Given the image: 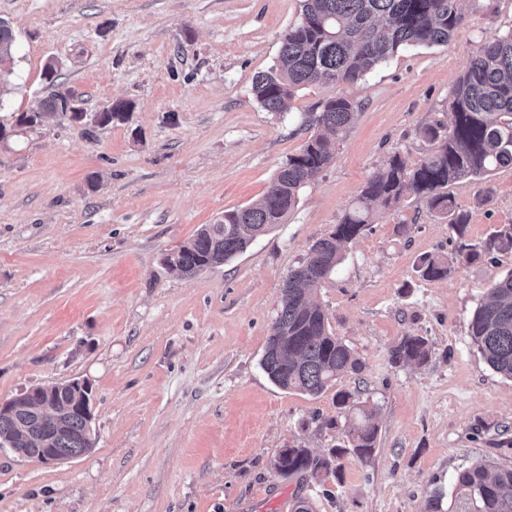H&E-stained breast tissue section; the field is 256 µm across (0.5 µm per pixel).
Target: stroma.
Returning a JSON list of instances; mask_svg holds the SVG:
<instances>
[{
    "label": "stroma",
    "instance_id": "obj_1",
    "mask_svg": "<svg viewBox=\"0 0 512 512\" xmlns=\"http://www.w3.org/2000/svg\"><path fill=\"white\" fill-rule=\"evenodd\" d=\"M463 8L448 44L409 48L352 85L306 86L279 116L256 103L252 79L274 64L301 0H0L17 44L0 100V400L87 381L95 438L51 465L0 448V512H292L298 496L315 512H426L471 463L512 468V379L468 330L512 253L470 263L459 252L512 224V166L449 185L472 214L465 239L409 194L349 244L315 300L361 372L309 396L260 366L289 271L389 156L423 157L419 131L447 121L476 45L512 30V0ZM52 58L87 115L129 100L128 118L17 126L51 93ZM339 93L355 120L283 223L224 265L171 275L164 256L262 197L313 134L310 114ZM425 256L450 260L448 278L421 279ZM406 334L429 339L425 365L390 363ZM339 390L376 410L372 461L344 456L339 481L279 475L281 449L323 456L341 440L326 425Z\"/></svg>",
    "mask_w": 512,
    "mask_h": 512
}]
</instances>
